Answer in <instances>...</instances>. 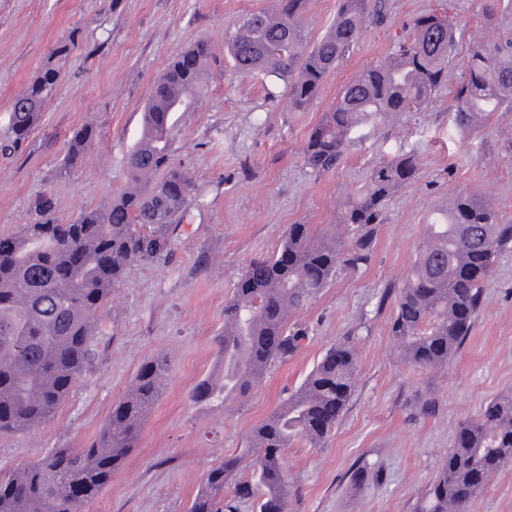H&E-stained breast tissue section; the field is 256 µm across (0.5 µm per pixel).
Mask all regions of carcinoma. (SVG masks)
<instances>
[{"label":"carcinoma","instance_id":"1","mask_svg":"<svg viewBox=\"0 0 512 512\" xmlns=\"http://www.w3.org/2000/svg\"><path fill=\"white\" fill-rule=\"evenodd\" d=\"M305 5L273 0L244 16L224 43L235 73L283 82L296 110L320 95L366 22L387 18L385 0H338L334 22L308 47L299 23ZM455 46L452 24L440 26L430 14L416 17L408 39L387 61L348 83L324 112L303 148L305 164L315 172L332 171L355 124L425 108L448 80ZM208 53V45L197 42L176 53L159 76L141 137L128 156L127 185L117 195L68 224L54 216L50 198L40 196L32 221L0 253V434L31 432L54 415L94 363L112 289L133 264L171 254L175 222L193 195L190 177L173 159L171 116L191 111L203 92ZM59 83V71L48 68L15 97L1 152L29 137ZM511 101L512 45L473 42L456 91L455 124L470 127ZM96 136L93 126L73 136L65 169L81 163ZM417 170L411 154L377 164L366 187L345 205L340 236L316 241L309 225L290 224L275 252L246 266L224 303V336L218 339L224 377L198 382L192 402L224 405L242 398L273 363L300 351L307 332L289 324L292 314L337 272L367 264L387 201ZM510 245L512 224L500 223L471 194H458L431 213L391 321L404 362L430 370L457 355L483 306L494 260ZM356 367L350 339L332 345L301 386L251 430L248 448L205 474L189 512H234L255 497L257 512H288L285 450L296 440L322 447L351 399ZM166 375L164 361L144 364L88 446L53 449L0 478V512H82L135 447ZM511 466L512 392L458 426L418 512H469L490 476Z\"/></svg>","mask_w":512,"mask_h":512}]
</instances>
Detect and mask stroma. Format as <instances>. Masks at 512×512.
<instances>
[{"label":"stroma","instance_id":"1","mask_svg":"<svg viewBox=\"0 0 512 512\" xmlns=\"http://www.w3.org/2000/svg\"><path fill=\"white\" fill-rule=\"evenodd\" d=\"M271 0H0V135L14 98L45 64L61 81L25 145L0 154V236L28 223L33 200L49 194L71 222L119 192L139 140L143 111L173 54L206 41V93L175 113L173 158L188 173L193 201L176 221L166 259L134 265L105 309L98 357L53 417L34 431L0 436V477L53 448L85 447L109 418L139 368L168 366L136 448L83 512H188L206 472L240 452L251 429L297 389L324 352L354 336L358 358L349 404L323 447L287 448L288 512H416L452 447L458 425L512 391V247L499 255L484 306L447 366L402 362L390 336L396 289L407 277L430 211L457 193L479 197L512 224V104L476 125L453 121L455 91L474 39L491 31L512 43V0H386L384 23L367 24L319 97L293 110L283 84L236 75L224 40ZM425 12L447 17L458 46L448 81L422 112H393L353 128L335 170L307 168L305 141L341 88L385 60ZM68 56H53L56 44ZM98 135L82 163L63 167L81 128ZM412 154L416 178L389 199L372 255L359 272L339 271L295 322L308 330L301 351L273 365L245 399L198 406L199 380L221 377L216 339L224 301L243 268L279 245L288 225L333 230L344 203L373 166ZM432 410L420 411L423 401ZM368 463L361 485L349 470ZM471 512H512V468L500 471Z\"/></svg>","mask_w":512,"mask_h":512}]
</instances>
